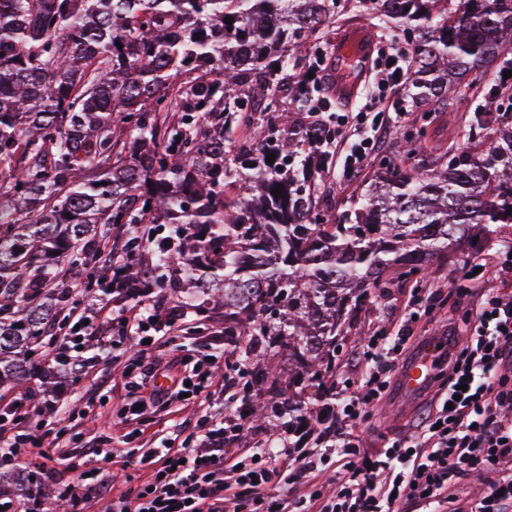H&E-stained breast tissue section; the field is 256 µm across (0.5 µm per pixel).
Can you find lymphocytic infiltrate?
<instances>
[{"instance_id": "1", "label": "lymphocytic infiltrate", "mask_w": 512, "mask_h": 512, "mask_svg": "<svg viewBox=\"0 0 512 512\" xmlns=\"http://www.w3.org/2000/svg\"><path fill=\"white\" fill-rule=\"evenodd\" d=\"M408 79V59L394 55L392 64L378 72L381 96L366 100L356 114L334 112L323 103L307 114L321 144L343 148L346 171L362 170L385 133L405 119L397 92ZM153 309L149 292L137 290L125 292L118 307H103L101 314L117 324L120 341L138 346L177 331L188 316L177 308L158 321ZM464 328V345L449 350L438 365L437 401L423 415L417 438L393 440L375 455L361 457L350 433L336 424L324 430L326 447L301 458L289 448L277 453L245 448L236 456L229 446L242 431L239 420L205 415L186 438L168 439L163 447L129 458V465L141 472L134 487L114 488L104 468L85 470L83 485L70 483L63 490L70 512H88L94 490L109 496L112 512H397L406 501L439 505L453 480L485 471L493 480L475 512H502L512 502V424L501 417L502 408L512 406V298L500 289H486L475 311L465 317ZM405 342L401 333L370 338L364 356L371 371L342 399L348 419L369 412L398 367ZM180 364L171 386L144 396L140 390L147 380L162 376L164 370L139 358L130 360L123 377L132 398L120 410L128 428L124 443L139 438L133 424L145 411L173 402L203 405L204 379L212 374V361L205 351L190 349ZM0 430L8 431L11 440L9 447L0 448V460L11 459L25 446L32 449L43 473H53L56 449L45 447L23 415L0 421ZM332 458L344 469L336 493L308 490L310 475ZM281 472L286 475L284 497L268 496L269 485Z\"/></svg>"}]
</instances>
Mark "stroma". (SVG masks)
Wrapping results in <instances>:
<instances>
[{"instance_id": "stroma-1", "label": "stroma", "mask_w": 512, "mask_h": 512, "mask_svg": "<svg viewBox=\"0 0 512 512\" xmlns=\"http://www.w3.org/2000/svg\"><path fill=\"white\" fill-rule=\"evenodd\" d=\"M479 106V99L466 96L456 99L451 111L433 113L428 127L429 143L421 153L422 158L432 160L439 157L455 141L462 122L474 119ZM464 274L462 261L457 257L447 264L431 267L422 289L429 294H440L441 300L429 313L412 323L405 353H412L422 340L431 336L461 337L462 317L466 310L474 308L480 301L478 294H459L457 286L462 283ZM412 292V283L396 280L366 306L356 325L363 336L362 341L345 343L337 356V382L352 381L366 373L367 365L359 356L365 339L378 334L397 333L403 325L404 308ZM223 329V309L189 315L180 331L153 349L152 354L173 359L185 346L222 348L224 340L220 333ZM106 333L105 327L95 326L93 334L85 340L80 360L58 366V374L67 375L68 380L57 392L43 391L38 379L29 380L26 389L29 401L25 407L28 428L50 438L63 430L73 434L74 439L65 455L57 460L55 474L51 477L40 473L36 458L21 454L19 463L12 466L13 471L19 474L18 479L0 482V499H11L15 512H31L37 504L48 507L47 492L58 491L60 482L79 481L85 469L97 465L98 459L92 456L91 447L101 434L113 435L115 454L125 453L126 447L119 440L121 430L116 412L127 398L123 370L130 352L122 347H110L105 339ZM228 399V393L224 392L210 396L199 411L173 404L147 412L144 432L137 439V446L159 447L170 437L173 424L182 421L194 423L199 412H207L216 418L224 417L231 411ZM426 403L423 397L409 404L399 403L393 387H386L372 407L370 417L351 423L349 431L362 451L374 452L392 438L412 434Z\"/></svg>"}]
</instances>
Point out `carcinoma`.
Returning a JSON list of instances; mask_svg holds the SVG:
<instances>
[{
	"label": "carcinoma",
	"mask_w": 512,
	"mask_h": 512,
	"mask_svg": "<svg viewBox=\"0 0 512 512\" xmlns=\"http://www.w3.org/2000/svg\"><path fill=\"white\" fill-rule=\"evenodd\" d=\"M348 2L0 0V391L27 383L75 293L90 306L99 289L157 280L224 306L237 357L224 377L236 386L249 360L269 383L242 389L236 412L262 426L288 383L280 436L300 448L303 394L336 397V353L377 291L464 242L468 264L489 243L512 248V79L480 90L484 69L512 71V0H358L355 17L407 45L414 111L483 103L432 166L411 163L426 127L400 132L409 166L381 161L336 216L302 81ZM126 225L135 257L102 279L111 227Z\"/></svg>",
	"instance_id": "cac0c4a2"
}]
</instances>
